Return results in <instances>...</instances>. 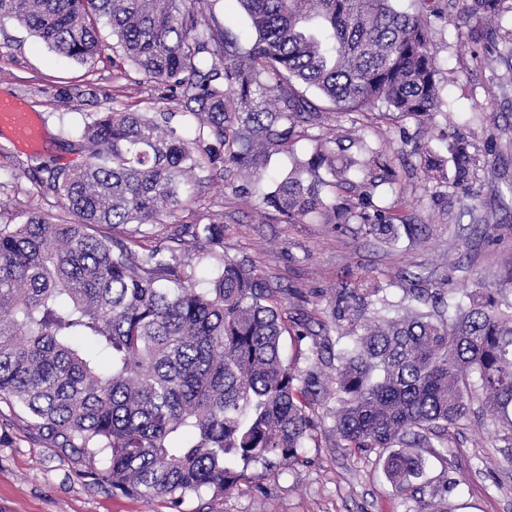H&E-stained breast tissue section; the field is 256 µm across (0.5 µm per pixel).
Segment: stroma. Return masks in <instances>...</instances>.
Listing matches in <instances>:
<instances>
[{
	"label": "stroma",
	"instance_id": "stroma-1",
	"mask_svg": "<svg viewBox=\"0 0 512 512\" xmlns=\"http://www.w3.org/2000/svg\"><path fill=\"white\" fill-rule=\"evenodd\" d=\"M470 0H449L459 25L438 24L436 67L442 111L431 124L413 118L383 119L378 113L326 114L324 129L344 139L352 157L361 144L395 152L393 183L380 186L376 202L408 212L422 225L421 241L392 247L365 239L358 224L334 231L307 218L296 224L260 220L259 196L239 197L233 177L197 174L190 199L160 223L146 225L151 241L172 247L189 265L200 287H208L222 269L223 256L252 265L274 291L286 323L307 325L320 339L335 340L332 318L336 291L360 279L380 282L390 301L404 299L408 288H441L459 295L476 284L499 289L512 301L505 263L512 256V12L503 14L493 39L472 40L476 20L466 18ZM83 92L82 112L58 97L60 87ZM24 102L39 119L43 140L38 156L53 168L82 163L80 154L60 142L63 132L79 134L83 116L105 109L170 112L184 138L194 136L191 118L166 88L154 86L128 64L109 59L80 64L58 56L18 22H0V97ZM413 141L405 145L402 133ZM468 139L479 162L482 189L472 210L462 207L455 183L438 189L418 169L417 149L441 157L454 176L449 146L453 135ZM28 152L0 133V206L20 216L51 201L38 193L35 172L21 169ZM496 227L483 237L474 217ZM224 225L223 248L199 247L198 225ZM335 400L316 411L317 426L300 450L299 464L270 468L251 464L246 481L229 494L214 490L189 493L178 501L152 503L113 489L102 480L104 460L87 462L57 448L39 432L17 404L0 400V512H512V448L497 437L485 415L463 420L447 447L426 448L421 494L399 492L386 479V450L371 453L345 448L336 435Z\"/></svg>",
	"mask_w": 512,
	"mask_h": 512
}]
</instances>
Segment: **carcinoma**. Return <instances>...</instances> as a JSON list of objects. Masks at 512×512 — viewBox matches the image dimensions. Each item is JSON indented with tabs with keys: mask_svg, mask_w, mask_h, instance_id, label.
Returning a JSON list of instances; mask_svg holds the SVG:
<instances>
[{
	"mask_svg": "<svg viewBox=\"0 0 512 512\" xmlns=\"http://www.w3.org/2000/svg\"><path fill=\"white\" fill-rule=\"evenodd\" d=\"M203 0H0L14 19L57 53L86 63L112 48L152 83L168 88L198 133L184 139L167 112H99L71 150V169L36 167L41 186L69 219L30 211L0 224V400L14 401L57 447L106 463L112 488L147 501L214 489L226 494L252 462L298 461L314 430L310 411L327 396L319 377L285 365L286 331L272 289L254 268L223 256L207 288L174 249L147 246L139 231L183 204L193 173L245 177L251 193L264 165L288 152L324 114L372 112L431 120L440 113L432 20L448 22L440 0L414 13L393 0H236L255 33L244 43ZM506 0H471L468 15L492 20ZM317 89L327 105L306 95ZM310 157L262 194L261 208L284 224L310 214L340 230L354 220L389 245L421 226L379 206L392 182L390 156L364 144L361 163L339 139L314 138ZM470 144L451 146L455 184L474 196ZM426 181L441 183L443 160L420 157ZM196 240L224 247L220 223ZM380 313L368 316L369 307ZM335 430L358 452L391 448L383 462L400 491H417L419 449L448 443V428L473 401L512 447V302L478 285L465 298L412 288L395 305L378 283L336 296Z\"/></svg>",
	"mask_w": 512,
	"mask_h": 512,
	"instance_id": "1",
	"label": "carcinoma"
}]
</instances>
